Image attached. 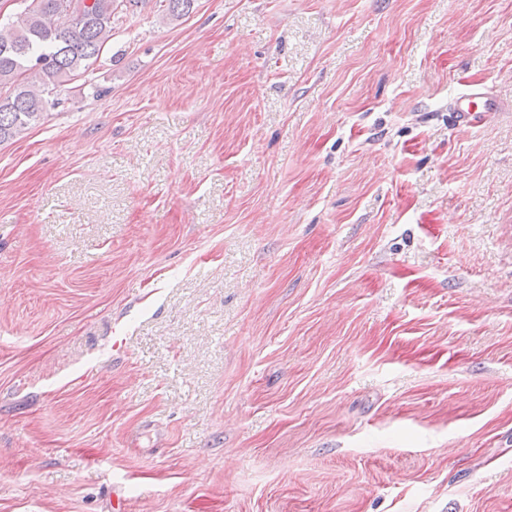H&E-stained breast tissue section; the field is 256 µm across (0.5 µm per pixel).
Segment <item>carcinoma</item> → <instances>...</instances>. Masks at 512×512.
<instances>
[{"label": "carcinoma", "mask_w": 512, "mask_h": 512, "mask_svg": "<svg viewBox=\"0 0 512 512\" xmlns=\"http://www.w3.org/2000/svg\"><path fill=\"white\" fill-rule=\"evenodd\" d=\"M139 0H21L0 33V143L38 124L57 105L49 94L89 73L112 38L119 7ZM170 17L189 15L196 0H165Z\"/></svg>", "instance_id": "1"}]
</instances>
